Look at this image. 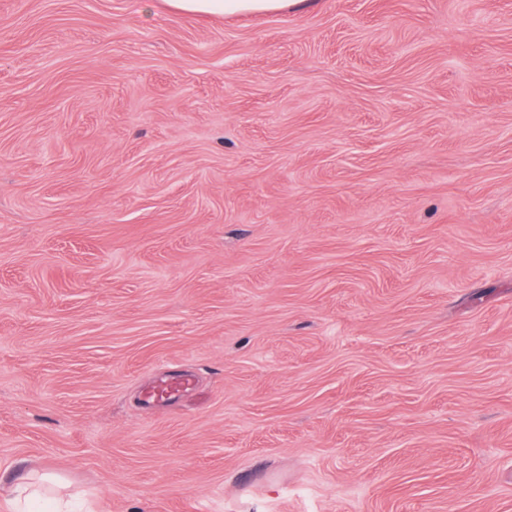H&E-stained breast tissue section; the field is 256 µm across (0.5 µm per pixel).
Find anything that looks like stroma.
I'll return each mask as SVG.
<instances>
[{"mask_svg": "<svg viewBox=\"0 0 512 512\" xmlns=\"http://www.w3.org/2000/svg\"><path fill=\"white\" fill-rule=\"evenodd\" d=\"M47 466L512 512V0H0V512ZM166 3L178 13L225 16L273 13L303 4L305 0H166ZM192 385V380L189 377H184L177 381H162L149 392V399L151 401H159L168 399L177 393L187 390Z\"/></svg>", "mask_w": 512, "mask_h": 512, "instance_id": "stroma-1", "label": "stroma"}]
</instances>
